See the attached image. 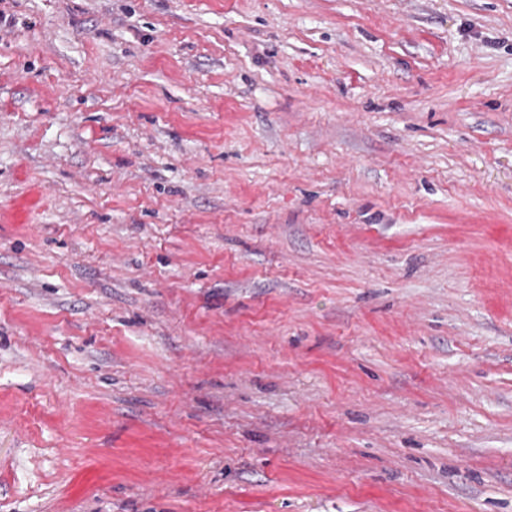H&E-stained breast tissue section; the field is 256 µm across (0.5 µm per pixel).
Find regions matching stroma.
Returning <instances> with one entry per match:
<instances>
[{
    "mask_svg": "<svg viewBox=\"0 0 512 512\" xmlns=\"http://www.w3.org/2000/svg\"><path fill=\"white\" fill-rule=\"evenodd\" d=\"M0 512H512V0H0Z\"/></svg>",
    "mask_w": 512,
    "mask_h": 512,
    "instance_id": "stroma-1",
    "label": "stroma"
}]
</instances>
